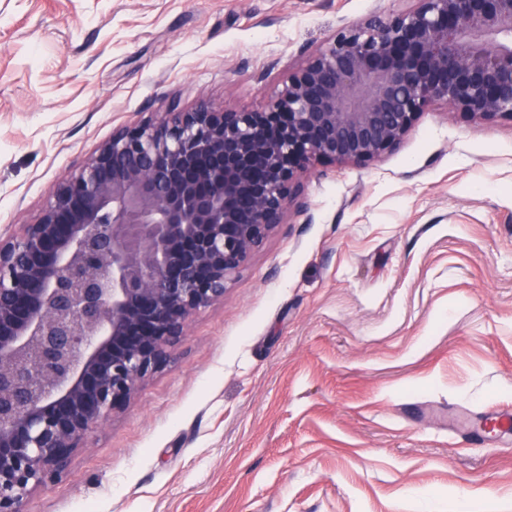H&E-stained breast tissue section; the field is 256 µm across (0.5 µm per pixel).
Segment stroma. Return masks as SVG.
Segmentation results:
<instances>
[{"instance_id":"1","label":"stroma","mask_w":512,"mask_h":512,"mask_svg":"<svg viewBox=\"0 0 512 512\" xmlns=\"http://www.w3.org/2000/svg\"><path fill=\"white\" fill-rule=\"evenodd\" d=\"M411 0H0V233L115 127L257 110L342 27ZM185 340L28 512H512V121L441 104L318 163Z\"/></svg>"}]
</instances>
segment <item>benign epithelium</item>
Returning <instances> with one entry per match:
<instances>
[{
    "label": "benign epithelium",
    "instance_id": "benign-epithelium-1",
    "mask_svg": "<svg viewBox=\"0 0 512 512\" xmlns=\"http://www.w3.org/2000/svg\"><path fill=\"white\" fill-rule=\"evenodd\" d=\"M413 2L340 30L260 110L173 102L112 130L0 234V512L67 480L191 315L305 210L314 163L379 157L434 102L512 120V0Z\"/></svg>",
    "mask_w": 512,
    "mask_h": 512
}]
</instances>
